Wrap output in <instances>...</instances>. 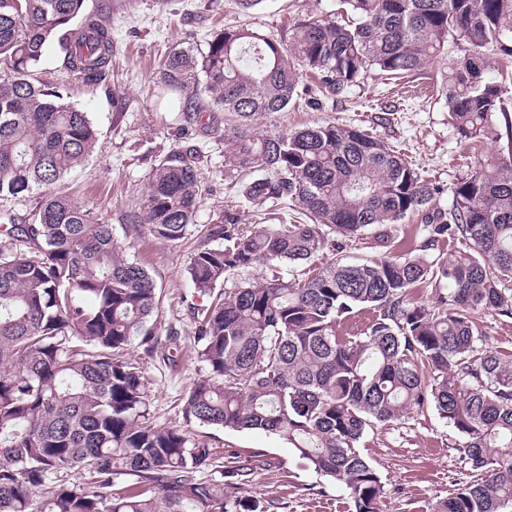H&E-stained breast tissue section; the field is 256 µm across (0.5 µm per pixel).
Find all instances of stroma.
I'll list each match as a JSON object with an SVG mask.
<instances>
[{
    "label": "stroma",
    "instance_id": "obj_1",
    "mask_svg": "<svg viewBox=\"0 0 512 512\" xmlns=\"http://www.w3.org/2000/svg\"><path fill=\"white\" fill-rule=\"evenodd\" d=\"M88 12L108 17L112 25V66L97 89L70 84L72 102L88 112L99 141L84 165L68 174L60 190L87 205L111 224L131 260L145 266L159 291V336L178 335L173 364L146 360L141 368L149 383L155 423L182 425V396L206 370L196 357L192 308L201 299L186 273L194 235L173 243L152 235L146 225L131 224L132 205L143 202L149 175L158 160L175 150L197 149L202 201L198 224L210 222L224 209L239 210L252 222L253 209L241 198L234 181L224 177V140L203 137L177 121V103L160 107L153 95L156 69L164 55L189 41L204 44L221 26L289 36L308 19L348 23L339 0H261L242 9L238 0H86ZM465 42L449 39L447 54L418 70L386 76L368 69L358 86L331 95L319 79L303 73L287 109L260 118L257 134L289 133L314 124L334 123L363 130L411 163L432 181L436 209L452 204L455 185L474 173L499 150L491 140L461 138L448 116L445 75L463 56ZM225 448L242 453L262 450L268 469L255 474L245 493L273 497L280 512H349L345 488L327 482L299 458L282 438L261 431L211 429ZM452 428L435 411L411 413L382 429L368 432L361 453L378 469L389 494L386 512H431L437 499L447 497L469 476L453 448Z\"/></svg>",
    "mask_w": 512,
    "mask_h": 512
}]
</instances>
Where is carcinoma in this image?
I'll list each match as a JSON object with an SVG mask.
<instances>
[{
  "instance_id": "cac0c4a2",
  "label": "carcinoma",
  "mask_w": 512,
  "mask_h": 512,
  "mask_svg": "<svg viewBox=\"0 0 512 512\" xmlns=\"http://www.w3.org/2000/svg\"><path fill=\"white\" fill-rule=\"evenodd\" d=\"M85 4L0 0V197L38 195L35 223L0 215V512H276L275 499L243 495L264 453L152 421L129 349L172 361L156 334L155 280L127 259L112 225L52 190L98 132L70 102L69 81L38 85L33 73L55 43L70 78L94 87L105 76L111 23ZM341 4L356 22L302 21L287 39L224 26L159 65V95L179 101L182 120L208 136L218 127L207 114L224 112V177L243 200L258 213L290 204L307 219L256 227L226 209L200 230L187 274L206 300L193 308V342L208 375L185 393L183 418L277 435L345 487L354 512H384L385 483L358 443L432 408L463 439L460 462L480 472L433 512H512V359L481 328L485 313L512 318V118L481 52L492 44L512 58V0ZM450 36L470 46L446 76L451 123L503 146L457 183L446 213L432 208L431 182L359 129L253 132L292 102L301 67L340 94L371 67L417 70ZM201 198L194 150H176L152 168L126 220L178 242ZM422 211L425 236L407 254L336 258L301 280L241 277L340 254L372 230L392 249L384 226ZM442 237L472 248L428 258ZM423 287L429 303L412 297ZM363 309V329L337 334Z\"/></svg>"
}]
</instances>
